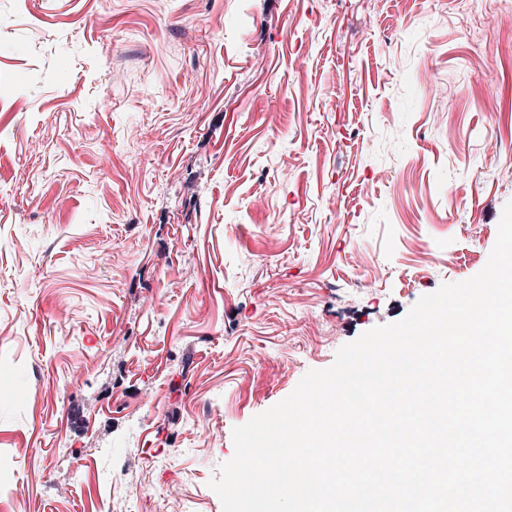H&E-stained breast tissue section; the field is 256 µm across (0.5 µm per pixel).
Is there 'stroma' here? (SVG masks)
<instances>
[{
    "label": "stroma",
    "mask_w": 512,
    "mask_h": 512,
    "mask_svg": "<svg viewBox=\"0 0 512 512\" xmlns=\"http://www.w3.org/2000/svg\"><path fill=\"white\" fill-rule=\"evenodd\" d=\"M505 2L0 0V512H222L233 428L486 266Z\"/></svg>",
    "instance_id": "35a3bbf8"
}]
</instances>
